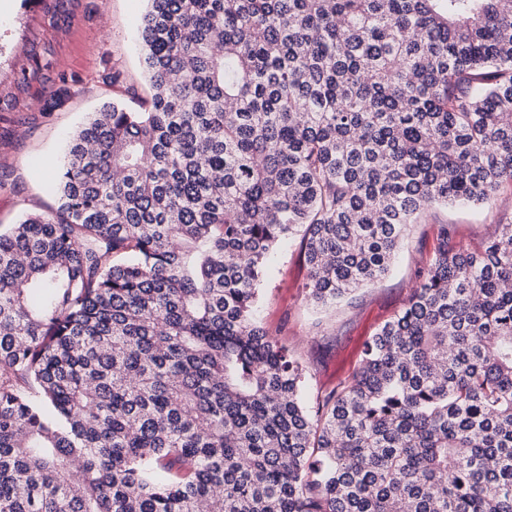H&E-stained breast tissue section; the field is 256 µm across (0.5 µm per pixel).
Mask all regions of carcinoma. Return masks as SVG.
Wrapping results in <instances>:
<instances>
[{
  "mask_svg": "<svg viewBox=\"0 0 512 512\" xmlns=\"http://www.w3.org/2000/svg\"><path fill=\"white\" fill-rule=\"evenodd\" d=\"M148 2L150 107L94 113L0 233V512H512V224L439 225L309 404L255 318L282 241L330 309L512 182V0Z\"/></svg>",
  "mask_w": 512,
  "mask_h": 512,
  "instance_id": "cac0c4a2",
  "label": "carcinoma"
}]
</instances>
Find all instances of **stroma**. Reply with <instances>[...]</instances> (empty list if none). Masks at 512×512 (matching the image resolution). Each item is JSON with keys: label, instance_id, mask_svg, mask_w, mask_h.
Wrapping results in <instances>:
<instances>
[{"label": "stroma", "instance_id": "1", "mask_svg": "<svg viewBox=\"0 0 512 512\" xmlns=\"http://www.w3.org/2000/svg\"><path fill=\"white\" fill-rule=\"evenodd\" d=\"M146 10L147 0H0V232L55 207L53 170L91 113L112 101L133 111L145 106L150 88L140 30ZM62 78L73 86L71 97L54 111H39V99ZM511 223L510 183L479 206L428 209L409 227L391 271L326 312L308 297L298 243H284L271 261L259 320L300 357L308 395L326 394L357 369L364 341L404 307L435 251L439 225L469 245Z\"/></svg>", "mask_w": 512, "mask_h": 512}]
</instances>
